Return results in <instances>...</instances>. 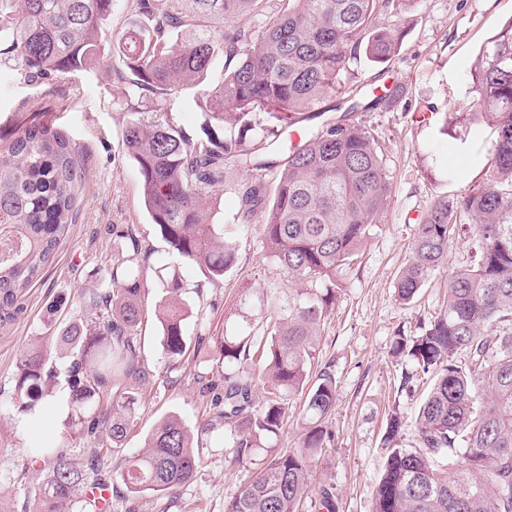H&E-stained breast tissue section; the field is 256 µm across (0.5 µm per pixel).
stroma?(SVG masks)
Wrapping results in <instances>:
<instances>
[{
	"label": "stroma",
	"mask_w": 512,
	"mask_h": 512,
	"mask_svg": "<svg viewBox=\"0 0 512 512\" xmlns=\"http://www.w3.org/2000/svg\"><path fill=\"white\" fill-rule=\"evenodd\" d=\"M511 20L512 0H416L396 17L404 32L399 52L384 64L359 57L342 75L353 94L394 83L402 84L403 93L390 106L348 117L380 147L390 197L360 258L343 270L336 303L316 336L318 363H332L336 373V405L326 422L334 440L314 469L315 490L302 512H318L316 490L322 486L332 488L339 512H372V491L388 454L383 435L390 415L404 423L403 445L415 441V415L430 379L413 374L408 359L393 354V343L400 336H419L422 326L440 316L449 277L470 259L469 236L449 241L447 261L413 303L399 301L395 282L410 255L418 219L434 198L466 193L488 177L484 155L491 131L474 129L467 115L476 97L471 73L486 42ZM127 89L113 63L75 77L35 82L0 68V143L11 140L20 127L47 119L83 155L77 220L42 279L25 295L24 314L0 323V512H23L38 492L45 465L36 459V443L56 442L74 455L87 445L66 409L55 419L34 423L32 432L18 428L10 396L22 352L40 347L58 365H67L69 352L47 332V320L62 326L84 318L83 293L101 288L111 269L133 258L144 282L143 359L162 379L147 395L123 446L101 463L98 476L112 487V512H224L266 461L302 442L296 401L290 402L279 434L264 439L240 464L224 460L223 426L201 428L196 375L217 365L225 330L262 335L270 315L267 300L275 297L287 305L298 287L271 260L257 218L251 233L238 239L235 263L220 283H208L197 265L171 252L140 203L137 172L122 148L127 112L145 105L144 99L127 96ZM159 111L190 137L201 136L204 114L194 90H182ZM116 224L123 236L113 235ZM135 239L141 244L137 253L131 248ZM174 277L182 281L181 298L190 311L186 336L203 345L187 350L170 370L155 311L166 281ZM171 416L198 433L194 477L171 494L128 493L120 480L126 460Z\"/></svg>",
	"instance_id": "stroma-1"
}]
</instances>
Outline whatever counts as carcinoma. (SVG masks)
Here are the masks:
<instances>
[{"label": "carcinoma", "mask_w": 512, "mask_h": 512, "mask_svg": "<svg viewBox=\"0 0 512 512\" xmlns=\"http://www.w3.org/2000/svg\"><path fill=\"white\" fill-rule=\"evenodd\" d=\"M113 0H0V67L30 80L67 77L115 58L151 104L194 88L204 105L203 136L189 139L158 112L127 113L125 153L133 161L141 201L172 252L197 264L215 284L236 259V239L257 214L269 255L290 282L305 286L288 311L270 315L268 345L224 335V372L197 376L224 423L231 457L249 459L257 438L276 436L289 402L304 397L302 447L269 459L224 506V512H301L315 463L330 446L325 426L336 402L329 364L314 369L318 326L336 301V277L351 265L390 194L378 148L359 124L324 122L283 149L263 137L248 144L225 129L249 128L259 112L277 121H311L345 97L341 75L357 60L395 56L402 31L392 22L414 0H286L283 11L255 26L262 0H136L119 39L112 37ZM224 78L208 81L217 61ZM477 99L470 120L494 130L489 181L440 197L419 219L412 255L396 282L411 302L448 258L457 231H474L475 259L448 282L440 318L394 352L433 384L416 414L414 445L400 442L402 421L384 435L388 457L373 491V512H512V21L482 51L471 73ZM401 86L371 93L367 109L388 106ZM276 169L273 193L262 182L240 185L236 223L214 222L218 191L229 173ZM78 149L47 121L32 123L0 147V322L22 313L27 288L62 244L78 215ZM471 220V224L464 220ZM159 307L163 349L175 366L187 351L182 285H166ZM141 269L114 270L102 291L84 298L90 331L72 321L58 336L74 351L67 367L69 404L80 433L106 443L80 460L59 447L36 449L48 462L29 512H95L83 494L97 467L122 446L145 387L155 375L141 355ZM58 376L43 351H23L12 399L23 413L55 401ZM263 384L266 396L256 402ZM194 436L172 417L121 472L132 494L173 492L194 476Z\"/></svg>", "instance_id": "obj_1"}]
</instances>
